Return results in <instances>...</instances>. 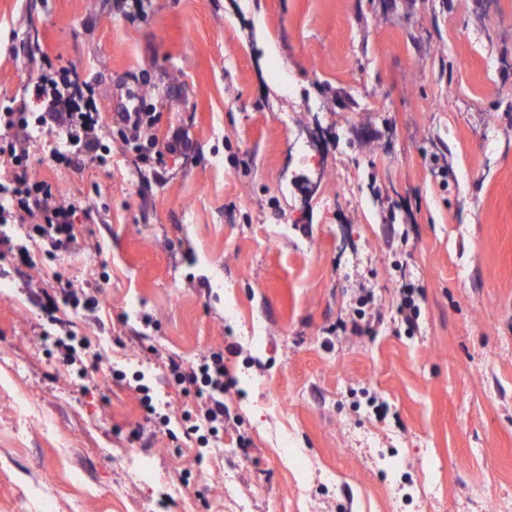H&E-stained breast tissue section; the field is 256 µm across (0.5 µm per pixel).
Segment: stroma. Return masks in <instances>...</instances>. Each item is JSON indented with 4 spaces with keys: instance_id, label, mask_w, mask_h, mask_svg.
Here are the masks:
<instances>
[{
    "instance_id": "obj_1",
    "label": "stroma",
    "mask_w": 512,
    "mask_h": 512,
    "mask_svg": "<svg viewBox=\"0 0 512 512\" xmlns=\"http://www.w3.org/2000/svg\"><path fill=\"white\" fill-rule=\"evenodd\" d=\"M146 4L0 0V103L46 58L103 122L133 90L189 143L144 170L114 141L76 172L38 131L31 175L89 214L54 257L0 226L31 257L0 252V512H512V0ZM60 279L98 309L32 297ZM362 281L387 320L352 336ZM405 282L414 334L389 321ZM218 349L239 424L202 447L166 363ZM56 324L60 326V330L62 332L61 334H58L60 337L55 341V346L61 360L67 365H74L77 362H80L83 365L84 361L81 357L82 351L80 350H85V339H77V334L73 330L67 328V325L63 322L59 321Z\"/></svg>"
}]
</instances>
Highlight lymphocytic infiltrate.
Wrapping results in <instances>:
<instances>
[{"label":"lymphocytic infiltrate","mask_w":512,"mask_h":512,"mask_svg":"<svg viewBox=\"0 0 512 512\" xmlns=\"http://www.w3.org/2000/svg\"><path fill=\"white\" fill-rule=\"evenodd\" d=\"M32 99L41 109V123L51 125L77 150L68 159L73 169L104 163V142L118 139L132 147L138 163L150 165L160 152L176 153L186 147L181 133L159 138L158 115L147 105L133 112L114 113L111 123H104L98 112V94L94 84L80 81L71 66H43L32 88ZM27 101L0 107V157L8 163V178L0 180V193L7 195L10 207H0V222L26 224L43 244L46 255L61 250H80L73 231L74 203L63 201L57 189L44 180L32 178L28 160L32 145V129L25 117ZM168 368L184 390L197 397L193 411L185 413L187 434L200 430L217 432L230 424L231 415L224 403L227 373L224 353L210 352L202 361L184 363L169 360Z\"/></svg>","instance_id":"obj_1"}]
</instances>
